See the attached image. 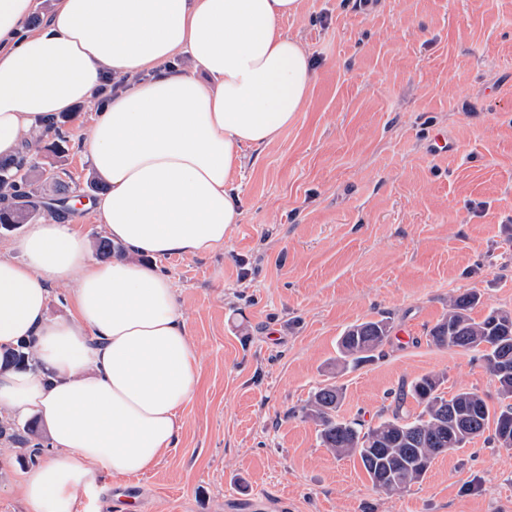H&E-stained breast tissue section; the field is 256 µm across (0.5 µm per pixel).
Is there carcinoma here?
I'll return each mask as SVG.
<instances>
[{
  "mask_svg": "<svg viewBox=\"0 0 512 512\" xmlns=\"http://www.w3.org/2000/svg\"><path fill=\"white\" fill-rule=\"evenodd\" d=\"M30 170L24 158H0V229L18 220L28 222L39 214L40 204L30 190ZM478 301L474 292L463 293L448 304V312L429 330L437 346L478 350L498 384L500 406L493 410L474 390H460L450 397L440 390L443 378L428 374L415 379L410 396L421 410L410 414L402 401L374 426L337 415L341 389L332 383L319 387L304 407V415L319 426L323 447L337 455H357L373 487L393 494L421 481L433 460L447 448L463 442L450 431L448 413L470 418L468 441L492 431L488 440L498 443L504 425L512 427V374L503 372V358L512 359V310H494L477 320L471 311ZM392 333L386 319L366 320L348 327L338 344L339 359L346 367H358L381 351ZM31 345L23 343L0 354V368L32 366ZM0 441L17 452L22 462H34L43 452V436L37 421L23 425L0 421Z\"/></svg>",
  "mask_w": 512,
  "mask_h": 512,
  "instance_id": "carcinoma-1",
  "label": "carcinoma"
}]
</instances>
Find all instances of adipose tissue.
<instances>
[{
  "instance_id": "1",
  "label": "adipose tissue",
  "mask_w": 512,
  "mask_h": 512,
  "mask_svg": "<svg viewBox=\"0 0 512 512\" xmlns=\"http://www.w3.org/2000/svg\"><path fill=\"white\" fill-rule=\"evenodd\" d=\"M301 0H0V157L74 105H94L84 150L108 192L91 201L123 249L106 262L75 219L30 225L0 254V347L30 341L37 370L0 371V419L38 417L48 454L22 473L26 512H80L102 477L153 469L201 374L168 275L152 259L222 249L243 219L232 176L303 112L314 62L280 33ZM128 79L104 104V74ZM70 313L52 320L54 285Z\"/></svg>"
}]
</instances>
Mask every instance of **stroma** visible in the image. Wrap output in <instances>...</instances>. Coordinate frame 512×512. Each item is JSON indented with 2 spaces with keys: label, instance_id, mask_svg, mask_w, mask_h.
<instances>
[{
  "label": "stroma",
  "instance_id": "stroma-1",
  "mask_svg": "<svg viewBox=\"0 0 512 512\" xmlns=\"http://www.w3.org/2000/svg\"><path fill=\"white\" fill-rule=\"evenodd\" d=\"M279 30L314 60L304 111L235 173L245 212L223 249L157 261L202 363L180 434L98 490L134 486L138 512H512V448L474 440L387 495L301 413L333 382L340 417L372 426L426 374L498 406L479 353L427 333L465 292L474 318L512 310V0H302ZM92 115L68 112L66 152L50 132L25 145L37 195L95 198ZM384 316L380 355L337 364L344 330ZM24 469L0 447V512H23Z\"/></svg>",
  "mask_w": 512,
  "mask_h": 512
}]
</instances>
